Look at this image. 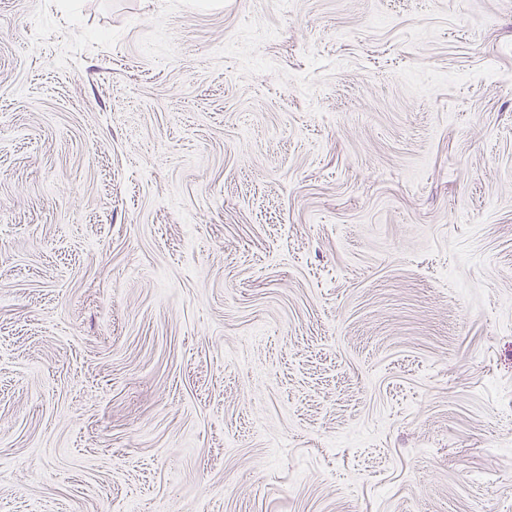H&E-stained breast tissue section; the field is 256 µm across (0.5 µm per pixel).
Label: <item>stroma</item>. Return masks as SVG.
<instances>
[{
    "instance_id": "stroma-1",
    "label": "stroma",
    "mask_w": 512,
    "mask_h": 512,
    "mask_svg": "<svg viewBox=\"0 0 512 512\" xmlns=\"http://www.w3.org/2000/svg\"><path fill=\"white\" fill-rule=\"evenodd\" d=\"M512 512V0H0V512Z\"/></svg>"
}]
</instances>
